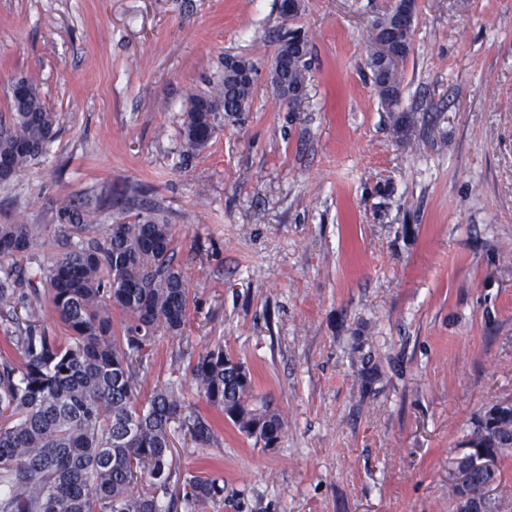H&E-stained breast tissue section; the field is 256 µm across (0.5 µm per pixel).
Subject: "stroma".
Listing matches in <instances>:
<instances>
[{
	"label": "stroma",
	"instance_id": "1",
	"mask_svg": "<svg viewBox=\"0 0 512 512\" xmlns=\"http://www.w3.org/2000/svg\"><path fill=\"white\" fill-rule=\"evenodd\" d=\"M0 0V115L26 77L56 113L0 183V224L96 237L149 213L175 230L182 336L159 335L141 399L182 385L215 432L175 435L179 472L222 476L206 512H454L451 461L512 399V0H415L397 111L366 66L393 0ZM309 38L303 97L266 80L191 160L180 128L236 55L266 72ZM285 419L254 446L198 397L215 345ZM302 50L305 51V55L308 54V36L301 29L290 30L288 31V35L283 37L282 44L275 57L277 60L279 56L282 55H297L300 54Z\"/></svg>",
	"mask_w": 512,
	"mask_h": 512
}]
</instances>
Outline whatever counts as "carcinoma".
I'll list each match as a JSON object with an SVG mask.
<instances>
[{
  "instance_id": "obj_1",
  "label": "carcinoma",
  "mask_w": 512,
  "mask_h": 512,
  "mask_svg": "<svg viewBox=\"0 0 512 512\" xmlns=\"http://www.w3.org/2000/svg\"><path fill=\"white\" fill-rule=\"evenodd\" d=\"M309 51L308 36L288 31L278 55ZM224 78L205 95H193L180 135L182 155L191 158L215 138L214 107L236 120L247 111L253 85L238 69L253 68L234 58ZM371 81L387 111L400 104L388 85L387 64L367 57ZM306 63L272 71L278 95L305 88ZM10 121L0 120L1 182L25 172L57 133L56 113L37 88L19 79L10 97ZM63 223L0 224V312L15 325L0 352V512H200L224 497L216 474L181 475L173 466L172 425L198 447L214 441L211 423L191 410L185 392L172 383L156 388L148 405H138V386L150 363L158 333L182 335L189 310V283L174 262L173 226L141 215L133 224H112L104 239L69 244L45 271L60 338L41 324L38 289L25 291L22 268L14 262L52 232L65 241L89 227L63 209ZM124 316L115 330L112 313ZM198 396L224 415L235 429L264 449L285 430L280 412L254 394L249 368L219 345L198 355L190 370ZM467 448L496 457L512 454V410L493 404L465 435ZM497 473L477 469L467 488L452 489L456 503L495 481ZM180 485L179 495L171 487Z\"/></svg>"
}]
</instances>
